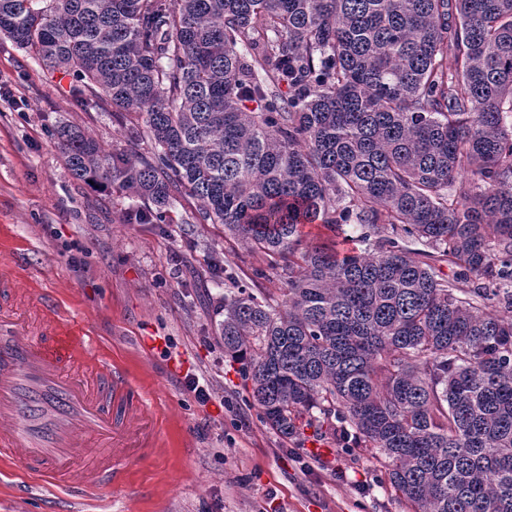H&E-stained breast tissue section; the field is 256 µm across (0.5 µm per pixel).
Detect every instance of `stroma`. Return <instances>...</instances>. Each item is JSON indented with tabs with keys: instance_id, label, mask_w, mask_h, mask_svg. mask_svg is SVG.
<instances>
[{
	"instance_id": "stroma-1",
	"label": "stroma",
	"mask_w": 512,
	"mask_h": 512,
	"mask_svg": "<svg viewBox=\"0 0 512 512\" xmlns=\"http://www.w3.org/2000/svg\"><path fill=\"white\" fill-rule=\"evenodd\" d=\"M72 85L0 45V268L19 266L22 291L57 298L75 331L131 372L154 436L122 486L89 499L0 464V512H411L364 449L341 447L326 427L295 444L250 406L217 330L223 291L203 259L219 243L256 293L271 286L262 256L221 225L197 223L187 200L161 230L130 223L138 199L72 178L50 136L56 123L90 131L109 151L128 145L121 117L84 109ZM189 372L205 380L207 404L184 391Z\"/></svg>"
}]
</instances>
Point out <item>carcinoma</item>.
Wrapping results in <instances>:
<instances>
[{
    "mask_svg": "<svg viewBox=\"0 0 512 512\" xmlns=\"http://www.w3.org/2000/svg\"><path fill=\"white\" fill-rule=\"evenodd\" d=\"M0 36L150 147L62 123L74 179L261 254L277 295L207 271L266 424L375 449L412 512H512V0H0Z\"/></svg>",
    "mask_w": 512,
    "mask_h": 512,
    "instance_id": "1",
    "label": "carcinoma"
}]
</instances>
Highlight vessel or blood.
Segmentation results:
<instances>
[{"mask_svg": "<svg viewBox=\"0 0 512 512\" xmlns=\"http://www.w3.org/2000/svg\"><path fill=\"white\" fill-rule=\"evenodd\" d=\"M86 352L56 299L21 300L15 271L0 273V460L75 496L122 483L148 434L129 425L127 370Z\"/></svg>", "mask_w": 512, "mask_h": 512, "instance_id": "vessel-or-blood-1", "label": "vessel or blood"}]
</instances>
